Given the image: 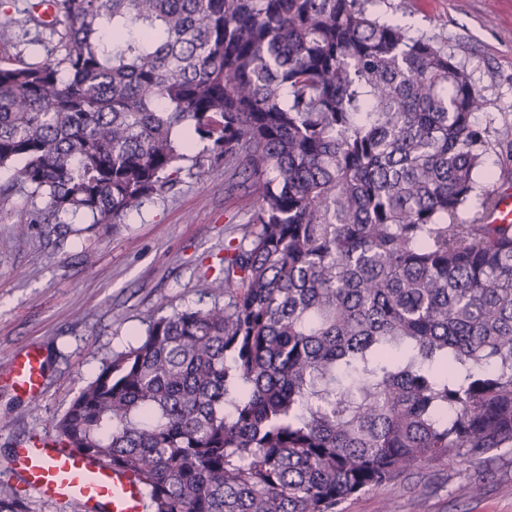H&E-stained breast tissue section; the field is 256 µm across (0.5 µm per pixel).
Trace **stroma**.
<instances>
[{"label":"stroma","mask_w":512,"mask_h":512,"mask_svg":"<svg viewBox=\"0 0 512 512\" xmlns=\"http://www.w3.org/2000/svg\"><path fill=\"white\" fill-rule=\"evenodd\" d=\"M33 0H0V58L46 60L49 30L14 23ZM382 18L400 19L411 36L441 47L467 69L491 139L512 140V0H385ZM190 150L175 191L145 200L119 224L66 215L34 224L44 199L15 186L0 197V491H14L35 512H80L76 502L41 496L4 475L19 445L54 434L80 389L110 360L172 311L223 304L201 288L221 276L231 239L250 232L255 200L230 190L223 163L203 168ZM35 348L44 366L39 397L14 390L15 353ZM343 512H512V452L479 462L433 461L402 480L358 493Z\"/></svg>","instance_id":"obj_1"}]
</instances>
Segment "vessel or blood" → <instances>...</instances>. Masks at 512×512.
Masks as SVG:
<instances>
[{
  "mask_svg": "<svg viewBox=\"0 0 512 512\" xmlns=\"http://www.w3.org/2000/svg\"><path fill=\"white\" fill-rule=\"evenodd\" d=\"M8 376L30 395L42 391L43 375L35 351L16 354ZM9 473L35 492L80 502L85 512H144L140 486L132 474L79 457L55 436L17 448Z\"/></svg>",
  "mask_w": 512,
  "mask_h": 512,
  "instance_id": "b4317fda",
  "label": "vessel or blood"
}]
</instances>
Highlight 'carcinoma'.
<instances>
[{
    "mask_svg": "<svg viewBox=\"0 0 512 512\" xmlns=\"http://www.w3.org/2000/svg\"><path fill=\"white\" fill-rule=\"evenodd\" d=\"M383 0H53L0 59V168L32 224H119L209 143L256 197L224 305L153 320L56 424L147 512H341L435 459L512 450V142L466 68ZM500 149L501 184L475 172ZM0 512H32L0 497ZM40 0H0V58H13L20 53L29 62L47 59V50L54 41L49 29L22 30L9 23L11 18H19L22 11Z\"/></svg>",
    "mask_w": 512,
    "mask_h": 512,
    "instance_id": "obj_1",
    "label": "carcinoma"
}]
</instances>
